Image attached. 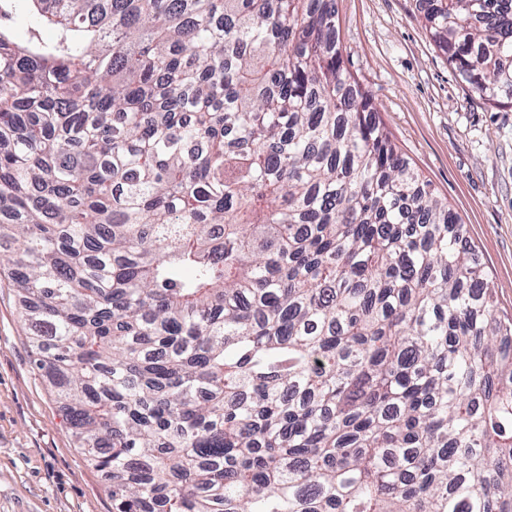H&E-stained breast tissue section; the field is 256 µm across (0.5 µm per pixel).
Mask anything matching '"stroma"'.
I'll use <instances>...</instances> for the list:
<instances>
[{"label": "stroma", "instance_id": "35a3bbf8", "mask_svg": "<svg viewBox=\"0 0 512 512\" xmlns=\"http://www.w3.org/2000/svg\"><path fill=\"white\" fill-rule=\"evenodd\" d=\"M347 69L390 137L467 226L512 318V106L474 95L431 41L416 0H336ZM24 300L0 272V512H112L110 480L75 446L34 364Z\"/></svg>", "mask_w": 512, "mask_h": 512}]
</instances>
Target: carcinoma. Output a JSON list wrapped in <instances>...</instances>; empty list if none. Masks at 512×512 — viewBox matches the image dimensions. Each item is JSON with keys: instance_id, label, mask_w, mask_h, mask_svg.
I'll list each match as a JSON object with an SVG mask.
<instances>
[{"instance_id": "obj_1", "label": "carcinoma", "mask_w": 512, "mask_h": 512, "mask_svg": "<svg viewBox=\"0 0 512 512\" xmlns=\"http://www.w3.org/2000/svg\"><path fill=\"white\" fill-rule=\"evenodd\" d=\"M26 2L0 269L113 512H512V320L336 0ZM417 2L512 105V0Z\"/></svg>"}]
</instances>
